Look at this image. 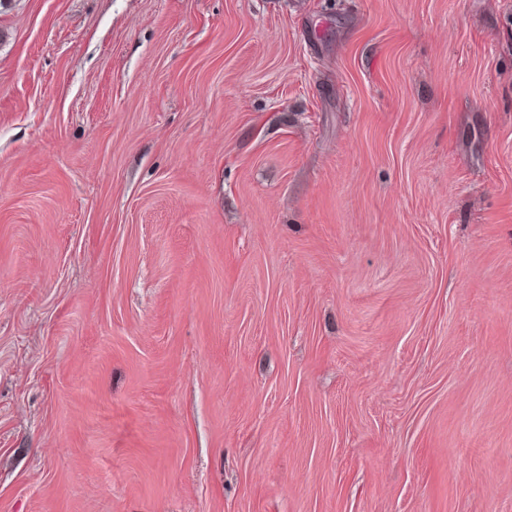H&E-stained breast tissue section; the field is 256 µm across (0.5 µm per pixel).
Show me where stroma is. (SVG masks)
<instances>
[{"instance_id":"stroma-1","label":"stroma","mask_w":512,"mask_h":512,"mask_svg":"<svg viewBox=\"0 0 512 512\" xmlns=\"http://www.w3.org/2000/svg\"><path fill=\"white\" fill-rule=\"evenodd\" d=\"M0 512H512V0L0 9Z\"/></svg>"}]
</instances>
